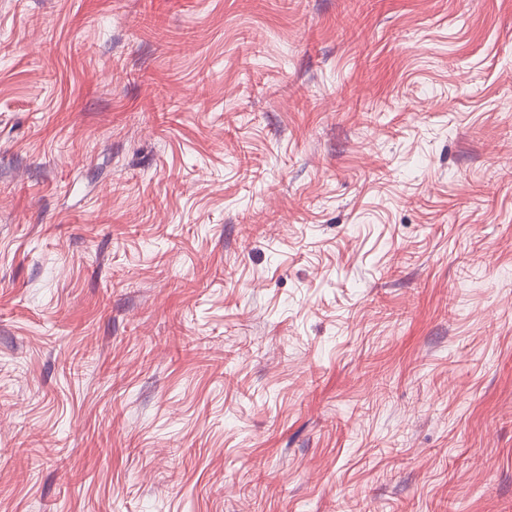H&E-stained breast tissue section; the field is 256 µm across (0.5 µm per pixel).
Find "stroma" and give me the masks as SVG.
Instances as JSON below:
<instances>
[{"label": "stroma", "mask_w": 512, "mask_h": 512, "mask_svg": "<svg viewBox=\"0 0 512 512\" xmlns=\"http://www.w3.org/2000/svg\"><path fill=\"white\" fill-rule=\"evenodd\" d=\"M0 512H512V0H0Z\"/></svg>", "instance_id": "35a3bbf8"}]
</instances>
